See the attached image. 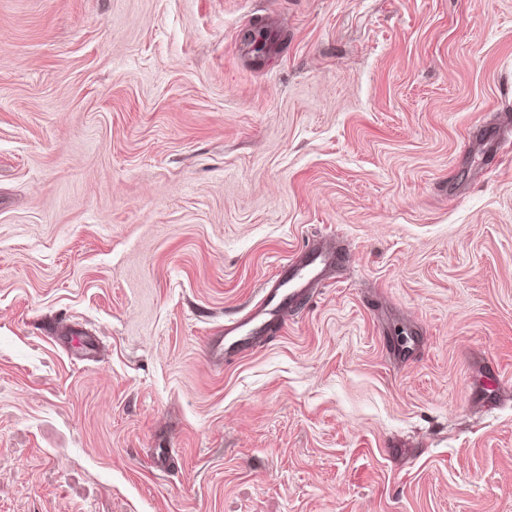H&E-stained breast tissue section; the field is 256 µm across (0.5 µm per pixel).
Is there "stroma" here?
<instances>
[{
	"instance_id": "obj_1",
	"label": "stroma",
	"mask_w": 512,
	"mask_h": 512,
	"mask_svg": "<svg viewBox=\"0 0 512 512\" xmlns=\"http://www.w3.org/2000/svg\"><path fill=\"white\" fill-rule=\"evenodd\" d=\"M0 512H512V0H0ZM335 252L331 249L315 247L311 249L299 264H283L276 274V288H272L261 305L249 312L240 320L224 326V332L213 336L210 347L216 357L224 356L227 350L240 348L246 339H236L238 333L245 332L250 336L254 332H266L277 320L278 312L286 301L294 303L310 294L315 284L323 280L326 271L332 266ZM286 287V288H281ZM285 289L284 291H280ZM281 294L280 300H276ZM275 302V304H274Z\"/></svg>"
}]
</instances>
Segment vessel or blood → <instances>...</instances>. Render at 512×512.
<instances>
[{
	"mask_svg": "<svg viewBox=\"0 0 512 512\" xmlns=\"http://www.w3.org/2000/svg\"><path fill=\"white\" fill-rule=\"evenodd\" d=\"M334 258V251L316 247L305 255L301 263L283 264L276 275V288L266 294L262 304L240 320L225 326L220 335L212 338V354L220 357L226 349L241 347L239 333L269 331L271 324L277 319L282 303H294L307 296L332 266Z\"/></svg>",
	"mask_w": 512,
	"mask_h": 512,
	"instance_id": "b4317fda",
	"label": "vessel or blood"
}]
</instances>
